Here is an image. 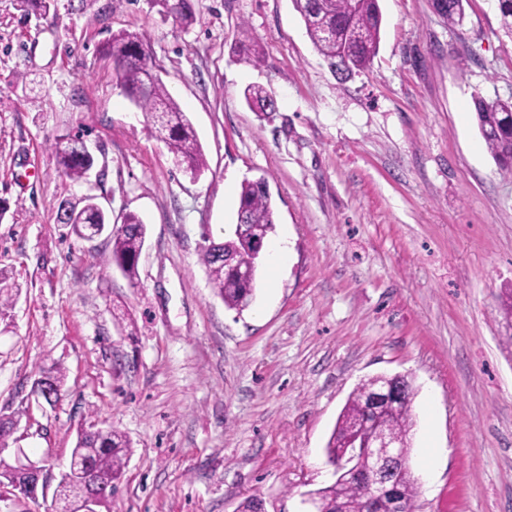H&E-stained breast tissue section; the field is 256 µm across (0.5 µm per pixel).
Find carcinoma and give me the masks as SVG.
<instances>
[{"instance_id":"carcinoma-1","label":"carcinoma","mask_w":512,"mask_h":512,"mask_svg":"<svg viewBox=\"0 0 512 512\" xmlns=\"http://www.w3.org/2000/svg\"><path fill=\"white\" fill-rule=\"evenodd\" d=\"M504 33L512 37V0H497ZM165 12L182 28L191 26L196 17L187 0H159ZM315 49L331 68L341 66L343 76L367 69L377 55L380 44L382 11L379 0H293ZM437 11L448 25L460 24L464 17V0H434ZM104 53L116 65L115 77L127 98L145 116L151 118L161 140L177 163L192 175L206 168V159L196 133L179 104L171 97L164 83L156 79L147 81L153 62L143 36L137 32L120 31L104 46ZM233 53L238 60L259 66L264 61L262 52L243 42L236 44ZM248 104L265 109L271 105L266 91L251 86L245 93ZM475 114L480 135L487 149L502 172L512 175V100L489 103L475 98ZM60 172L71 180H80L95 166L92 153L85 151L78 140L59 135L52 144ZM276 210L269 185L265 178L247 180L241 185L238 223L245 225L244 234L229 236L220 243L212 242L200 255L209 283L224 306L238 313L253 302L258 258L253 255L252 244L263 241L272 232ZM60 223L79 238H89L97 232H108L112 244L110 261L130 281L138 280V260L146 241L147 228L135 213L122 217L121 226L112 228V217L95 206L92 199H85L81 207L64 208ZM10 277L0 270V314L14 302L18 288L9 283ZM66 373L58 363L42 369L54 394L59 398ZM397 382L408 390L405 403L385 412L384 423L399 439L410 442L413 427L412 404L414 388L411 380L402 375ZM381 383L376 377L361 381L351 392L342 409L326 446L327 463L334 466L339 447L352 431L354 424L365 420L368 394ZM131 455V442L115 429L99 430L94 425L78 430L71 458L85 468L104 473L117 481L121 478ZM26 471L11 460L0 456V485L16 488L28 485ZM397 493L404 500L406 512H416L419 486L406 470L397 483ZM320 512H367L366 490L357 480H337L315 492ZM59 496L64 500L66 512H83L85 492L68 483L60 486Z\"/></svg>"}]
</instances>
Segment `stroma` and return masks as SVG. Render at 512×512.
<instances>
[{
    "mask_svg": "<svg viewBox=\"0 0 512 512\" xmlns=\"http://www.w3.org/2000/svg\"><path fill=\"white\" fill-rule=\"evenodd\" d=\"M177 26L157 0H0V268L19 293L0 316V415L10 447L43 466L38 512L80 426L114 428L129 462L100 512H301L332 484L325 447L360 380L412 376L410 468L419 512H512V354L499 297L512 288V178L481 138L475 97L512 99V38L497 0H467L449 26L433 0H380L370 68L343 80L292 0H190ZM143 34L155 70L207 161L178 166L124 95L103 51ZM265 59L237 62L238 42ZM263 86L272 112L243 92ZM83 138L96 159L61 175L51 143ZM266 177L268 242L287 239L255 300L225 307L200 261L237 221L245 180ZM94 197L139 215L131 282L107 235H68L58 216ZM66 371L56 405L38 368Z\"/></svg>",
    "mask_w": 512,
    "mask_h": 512,
    "instance_id": "35a3bbf8",
    "label": "stroma"
}]
</instances>
